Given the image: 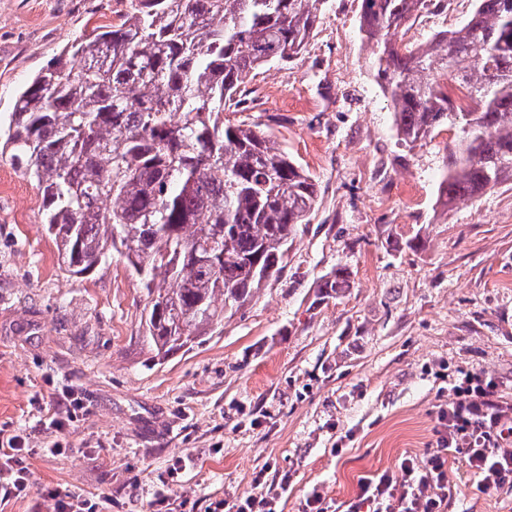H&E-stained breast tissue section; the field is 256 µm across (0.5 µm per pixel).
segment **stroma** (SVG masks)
Masks as SVG:
<instances>
[{
  "instance_id": "35a3bbf8",
  "label": "stroma",
  "mask_w": 512,
  "mask_h": 512,
  "mask_svg": "<svg viewBox=\"0 0 512 512\" xmlns=\"http://www.w3.org/2000/svg\"><path fill=\"white\" fill-rule=\"evenodd\" d=\"M361 0H326L303 54L251 76L244 109L318 184L283 275L203 343L165 360L143 338L148 298L118 254L61 270L33 182L0 155V424L37 449L25 495L0 512H54L48 489L112 512H212L265 472L275 512L353 498L361 477L425 448L459 373L512 394V181L445 207L443 131L410 149L370 68ZM126 0H0V133L15 97ZM340 298L317 285L336 267ZM82 404L57 427L62 393ZM65 447L45 455L46 443ZM186 468L177 481L168 471ZM447 512H512V488L479 492L448 467ZM166 488L165 507L155 498Z\"/></svg>"
}]
</instances>
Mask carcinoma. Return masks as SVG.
Wrapping results in <instances>:
<instances>
[{
  "mask_svg": "<svg viewBox=\"0 0 512 512\" xmlns=\"http://www.w3.org/2000/svg\"><path fill=\"white\" fill-rule=\"evenodd\" d=\"M18 93L1 153L35 182L64 270L123 255L152 295L155 357L199 344L283 272L318 186L259 126L224 123L255 71L304 51L323 0H128ZM448 0H361L373 77L407 146L455 131L445 205L512 178V0H474L455 29L392 39ZM452 59L446 70L444 60ZM466 93L461 107L448 87ZM210 253L214 264L197 256ZM338 267L319 284L337 299Z\"/></svg>",
  "mask_w": 512,
  "mask_h": 512,
  "instance_id": "cac0c4a2",
  "label": "carcinoma"
}]
</instances>
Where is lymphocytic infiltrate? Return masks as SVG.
Wrapping results in <instances>:
<instances>
[{"instance_id": "obj_1", "label": "lymphocytic infiltrate", "mask_w": 512, "mask_h": 512, "mask_svg": "<svg viewBox=\"0 0 512 512\" xmlns=\"http://www.w3.org/2000/svg\"><path fill=\"white\" fill-rule=\"evenodd\" d=\"M28 449L0 448V494L18 497L29 483ZM458 460L480 478L481 489L512 487V399L479 370L465 372L439 405L429 448L407 455L399 472L362 477L345 512H442L456 493L448 463Z\"/></svg>"}]
</instances>
